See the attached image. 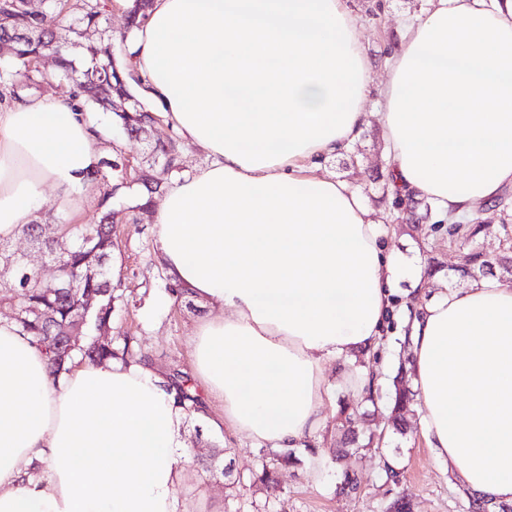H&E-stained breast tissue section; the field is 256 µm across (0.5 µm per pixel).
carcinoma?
<instances>
[{
    "label": "carcinoma",
    "mask_w": 512,
    "mask_h": 512,
    "mask_svg": "<svg viewBox=\"0 0 512 512\" xmlns=\"http://www.w3.org/2000/svg\"><path fill=\"white\" fill-rule=\"evenodd\" d=\"M42 3L67 17L66 34L58 35L42 28L40 16L23 5V0H0V43L12 48L3 55L5 64L0 67V96L11 100L20 97L21 90L38 82L41 72L28 67L30 60L42 53L43 48L54 45L56 49V76L75 84L72 99L80 108L97 106L112 111V93L127 90L133 79L132 65L120 64L112 52L93 43H83L86 34L99 27L102 12L89 0H42ZM153 0H133L127 11V27L134 30L148 18ZM114 112V111H112ZM118 126L131 137L147 133L153 122L145 107L137 100L126 104V110L114 112ZM153 152L163 158L161 174L142 172L138 183L147 192L152 186L165 183L164 175L177 169L178 155L174 147L159 144ZM116 213L106 210L99 223L92 226L59 222L46 230L36 221L22 227V232L49 254L62 259L65 272L62 284L54 287L39 280V275L24 269L18 262L9 260V246L0 242V281L10 292L0 295V304L16 311L13 320L20 332L29 337L48 357L52 373L58 374L76 359L91 364H102L113 359L123 361L145 359L132 336L102 338L95 330L112 326L115 302L120 298L112 283V230ZM448 240L463 250V276H474L477 268L489 263L486 255L477 249L474 238L481 232V225H469L466 233H459L463 218L448 221ZM93 294L96 306L87 311L82 298ZM82 318L87 321L91 339L77 346L64 341L63 334L72 322ZM171 384L178 391L180 402L196 410L201 404L199 396L188 385V378L179 372L169 375ZM411 391L396 389L392 409L395 429L402 430L404 413L411 400ZM292 449L262 452V470L253 479L267 486L275 483L278 467L294 463Z\"/></svg>",
    "instance_id": "cac0c4a2"
}]
</instances>
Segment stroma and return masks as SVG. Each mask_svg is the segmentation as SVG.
Here are the masks:
<instances>
[{
    "instance_id": "35a3bbf8",
    "label": "stroma",
    "mask_w": 512,
    "mask_h": 512,
    "mask_svg": "<svg viewBox=\"0 0 512 512\" xmlns=\"http://www.w3.org/2000/svg\"><path fill=\"white\" fill-rule=\"evenodd\" d=\"M103 7L102 30L92 40H103L114 57L131 60L132 34L126 31L123 9L113 0H99ZM424 7V0H355L357 26L370 57L376 64L375 82L385 78L383 63L399 45L403 21ZM105 140L103 160L109 161L105 182L92 185L83 194L76 221L93 224L99 219L104 192H111L113 209H133L131 222L115 225L112 264L124 299L117 302L112 330L135 337L147 359L161 372L194 374L189 338L196 325L210 313L209 305L195 298L173 294L171 277L157 259L155 214L163 196L155 194L150 206L138 209L139 188L134 181L153 163L150 147L173 143L179 154V169L168 181L192 175L210 161L201 147L185 141L170 124L157 121L147 139L124 137L112 114L94 109ZM383 130L371 120L360 140L344 155L322 161L321 173L347 180L359 191L381 223L387 224L393 250L417 255L426 286L411 297L413 306L424 305L445 288L461 286L456 270L462 252L448 242V222L427 201L404 204L388 185ZM467 222L482 225L479 244L488 256L498 252L502 227L512 225V209L490 203L466 214ZM412 354L402 334L400 320L391 319L383 343L370 356H359L343 366H329L327 377L335 385L336 407L327 408L321 426L298 448L300 458L317 451L323 468L311 473L306 466L285 467L277 474L278 487L267 490L251 482L261 467L258 445L225 430L219 404L205 402L202 414L187 420L189 465L197 474L181 488L186 512H389L399 500L412 512H475L477 500L459 482L447 462L436 458L421 431L420 404L411 401L407 429H393L390 415L396 376H411ZM373 375L374 402L363 401L366 375ZM348 406L358 416L357 428L369 445L356 454L341 455L343 435L339 406ZM355 477L357 493L340 491L346 477Z\"/></svg>"
}]
</instances>
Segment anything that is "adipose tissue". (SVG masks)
I'll return each instance as SVG.
<instances>
[{"label": "adipose tissue", "instance_id": "adipose-tissue-1", "mask_svg": "<svg viewBox=\"0 0 512 512\" xmlns=\"http://www.w3.org/2000/svg\"><path fill=\"white\" fill-rule=\"evenodd\" d=\"M144 96L205 149L155 216L173 282L216 306L190 338L224 427L296 448L334 403L327 363L376 351L408 279L378 222L322 160L361 137L375 100L403 194L441 215L512 184V0H427L374 85L354 0H154L137 33ZM102 130L71 100L0 104V240L44 187L81 208ZM423 434L470 492L512 502V282L482 277L405 321ZM188 415L147 362L45 354L0 318V512H184Z\"/></svg>", "mask_w": 512, "mask_h": 512}]
</instances>
